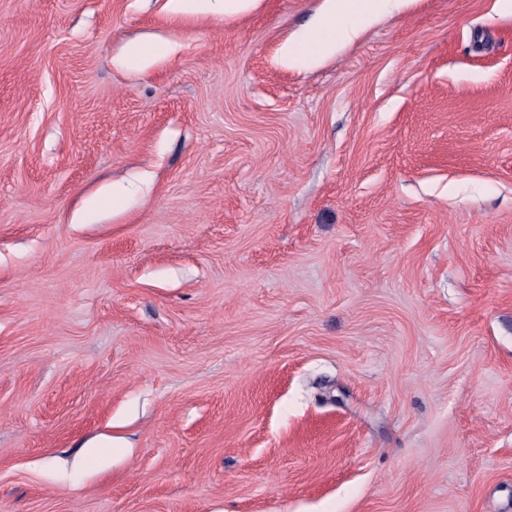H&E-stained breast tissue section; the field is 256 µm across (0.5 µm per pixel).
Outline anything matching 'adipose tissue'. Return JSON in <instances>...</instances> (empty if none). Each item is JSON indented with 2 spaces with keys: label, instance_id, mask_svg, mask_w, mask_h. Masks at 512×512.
<instances>
[{
  "label": "adipose tissue",
  "instance_id": "1",
  "mask_svg": "<svg viewBox=\"0 0 512 512\" xmlns=\"http://www.w3.org/2000/svg\"><path fill=\"white\" fill-rule=\"evenodd\" d=\"M405 0H326L318 23L298 39L281 47L288 65L317 63L335 54L343 43L357 37L381 16L403 6Z\"/></svg>",
  "mask_w": 512,
  "mask_h": 512
}]
</instances>
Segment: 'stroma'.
I'll use <instances>...</instances> for the list:
<instances>
[{
  "mask_svg": "<svg viewBox=\"0 0 512 512\" xmlns=\"http://www.w3.org/2000/svg\"><path fill=\"white\" fill-rule=\"evenodd\" d=\"M322 4L0 0V512H512V14ZM413 0H325L327 8L318 23L294 41L281 47L288 66L299 62L318 63L336 54L343 43L357 37L385 14Z\"/></svg>",
  "mask_w": 512,
  "mask_h": 512,
  "instance_id": "obj_1",
  "label": "stroma"
}]
</instances>
